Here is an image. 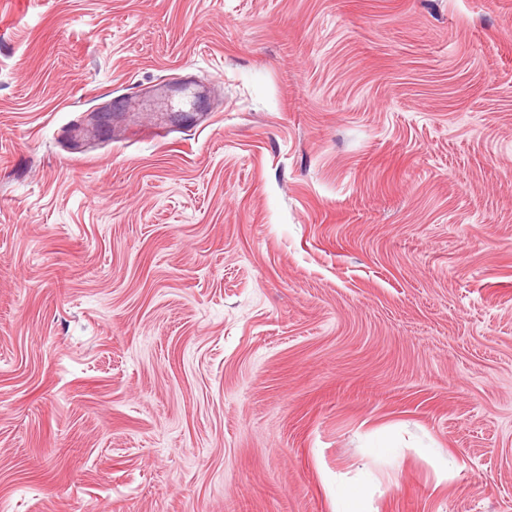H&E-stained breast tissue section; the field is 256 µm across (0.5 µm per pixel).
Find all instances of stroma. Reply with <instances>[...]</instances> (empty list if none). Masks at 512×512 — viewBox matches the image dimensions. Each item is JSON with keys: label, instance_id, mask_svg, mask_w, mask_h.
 <instances>
[{"label": "stroma", "instance_id": "stroma-1", "mask_svg": "<svg viewBox=\"0 0 512 512\" xmlns=\"http://www.w3.org/2000/svg\"><path fill=\"white\" fill-rule=\"evenodd\" d=\"M512 512V0H0V512Z\"/></svg>", "mask_w": 512, "mask_h": 512}]
</instances>
